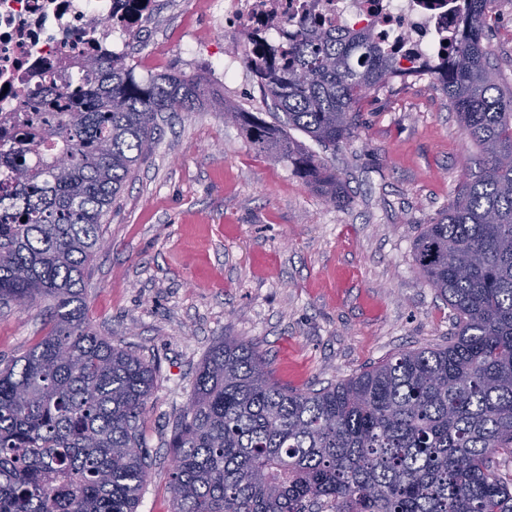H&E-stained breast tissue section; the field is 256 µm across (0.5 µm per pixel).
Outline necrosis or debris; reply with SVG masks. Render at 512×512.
<instances>
[{
    "instance_id": "1",
    "label": "necrosis or debris",
    "mask_w": 512,
    "mask_h": 512,
    "mask_svg": "<svg viewBox=\"0 0 512 512\" xmlns=\"http://www.w3.org/2000/svg\"><path fill=\"white\" fill-rule=\"evenodd\" d=\"M456 0H209L234 42L286 52L318 21L334 29L372 26L385 47L408 41L422 59L443 58L461 16ZM159 0H0V128L11 125L23 93L84 52L109 57L112 35L141 30Z\"/></svg>"
}]
</instances>
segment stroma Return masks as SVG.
<instances>
[{
	"label": "stroma",
	"mask_w": 512,
	"mask_h": 512,
	"mask_svg": "<svg viewBox=\"0 0 512 512\" xmlns=\"http://www.w3.org/2000/svg\"><path fill=\"white\" fill-rule=\"evenodd\" d=\"M488 15L483 43L512 87V0H491ZM130 44L124 61L137 80L199 75L227 102L270 119L223 24L193 0H174ZM357 127L333 150L292 133L345 182L349 201L332 206L222 113L159 117L157 145L106 216V245L85 280L93 328L156 369L141 422L151 468L137 512H172L166 442L219 339L252 342L275 379L304 391L452 335L453 313L419 275L414 242L456 197L475 150L427 76L362 99ZM46 307L0 305V359L47 334Z\"/></svg>",
	"instance_id": "1"
}]
</instances>
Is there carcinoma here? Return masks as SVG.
I'll return each mask as SVG.
<instances>
[{"instance_id": "1", "label": "carcinoma", "mask_w": 512, "mask_h": 512, "mask_svg": "<svg viewBox=\"0 0 512 512\" xmlns=\"http://www.w3.org/2000/svg\"><path fill=\"white\" fill-rule=\"evenodd\" d=\"M491 0H462L449 57L428 75L481 155L445 213L414 244L419 273L453 311L448 344L400 351L336 384L299 391L273 379L251 343L217 341L167 442L173 512H512V88L483 43ZM245 60L283 113L268 122L201 77L136 80L121 59L85 63V109L52 101L70 76L28 93L17 142L0 151V302H49L50 331L0 360V512H137L148 477L139 421L152 365L99 335L84 279L101 224L155 148L164 112L209 105L252 146L287 162L326 202L348 199L324 162L353 137L356 107L403 78L368 27L317 29L280 60Z\"/></svg>"}]
</instances>
